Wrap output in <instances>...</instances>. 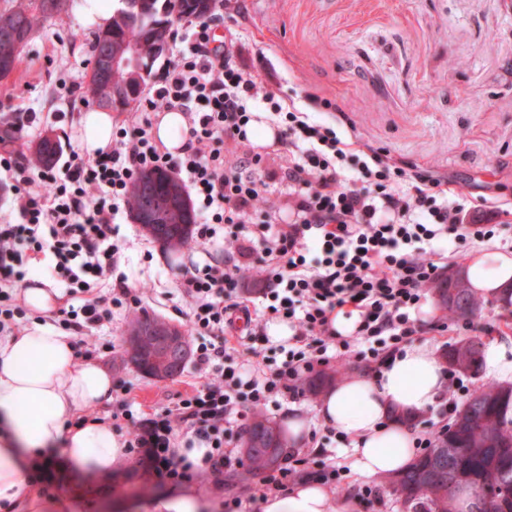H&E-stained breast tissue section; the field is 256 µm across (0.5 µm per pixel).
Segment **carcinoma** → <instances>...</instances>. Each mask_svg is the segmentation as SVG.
<instances>
[{
	"mask_svg": "<svg viewBox=\"0 0 512 512\" xmlns=\"http://www.w3.org/2000/svg\"><path fill=\"white\" fill-rule=\"evenodd\" d=\"M42 2L49 7L41 9L32 0L28 4L20 2L1 9L0 28L6 26L17 37L30 42L42 18L58 14L68 5V0ZM122 4L123 7L112 14V48L151 39L163 50L171 36V17L174 14L186 13L196 18L207 15L203 10L204 0H122ZM152 69L153 66H148L146 74L136 78L120 72L111 76L109 84L115 87L129 85L139 94ZM58 151V141L45 136L36 145L34 156L40 162H51ZM157 175L171 178L169 183L161 182L163 195H172L177 201L186 195L173 172L148 170L131 184L132 211L140 207L137 183ZM195 222L196 217L192 213L186 224H149L144 230L163 248L178 251L190 242ZM433 291L436 295L447 292L455 297V304L444 308L453 318L471 320L481 312L482 301L470 287L447 288L441 279ZM460 342L473 348L467 373L478 374L484 347L482 337L466 336ZM270 424L272 421L258 414L246 432L244 443L253 448V451L245 452L251 473L282 465V455L272 460L264 452L270 444L266 435ZM442 463L455 472L460 492L468 493V508H456L457 497L448 495V486L428 479L430 471ZM386 488L406 512H501L498 499L507 492L512 493V385H482L477 388L457 410L448 433L407 469L389 477Z\"/></svg>",
	"mask_w": 512,
	"mask_h": 512,
	"instance_id": "cac0c4a2",
	"label": "carcinoma"
}]
</instances>
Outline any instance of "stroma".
I'll list each match as a JSON object with an SVG mask.
<instances>
[{
	"label": "stroma",
	"mask_w": 512,
	"mask_h": 512,
	"mask_svg": "<svg viewBox=\"0 0 512 512\" xmlns=\"http://www.w3.org/2000/svg\"><path fill=\"white\" fill-rule=\"evenodd\" d=\"M82 0H70L66 13L41 20L22 51L12 83L22 95L0 94V120L37 112L36 126L24 129L25 153L45 135L61 146L75 143V117L87 110L85 86L96 28L82 26ZM220 36H234L244 65L278 85L286 104L335 125L348 142L369 145L393 163L411 165L446 180L463 197L470 214L512 210V0H243L242 12L224 9ZM121 271L139 282L158 280L145 311L180 323L175 311L176 280L188 263L187 251L173 252L126 219L120 226ZM485 302L470 327L448 319L443 330H423L417 341L444 349L469 330L492 337L511 336L512 322ZM131 317L115 316L100 330L98 360L112 371L111 425L127 435L130 422L119 404L134 400L144 412L168 404L198 380L193 366L173 379L143 376L121 361ZM318 396L273 398L265 415L282 422L300 409L309 428L303 451L317 446L335 451L352 491L366 482L351 445L338 443L317 417ZM143 466L126 460L118 484L77 476L56 466L38 471L54 495L79 497L69 512H130L131 486L147 485L137 512H147L163 486L145 480Z\"/></svg>",
	"instance_id": "obj_1"
}]
</instances>
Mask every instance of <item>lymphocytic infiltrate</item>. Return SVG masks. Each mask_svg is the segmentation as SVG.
<instances>
[{
    "label": "lymphocytic infiltrate",
    "instance_id": "obj_1",
    "mask_svg": "<svg viewBox=\"0 0 512 512\" xmlns=\"http://www.w3.org/2000/svg\"><path fill=\"white\" fill-rule=\"evenodd\" d=\"M215 18L172 37L173 60L150 96L112 129V147L95 158L70 152L40 164L15 146L36 113H18L0 128L1 199L12 214L0 224V335L25 329L18 288L29 254L50 252L47 273L65 304L55 321L80 357L97 353L95 326L115 310H140L141 295L119 273V221L131 211L129 188L146 170L176 173L197 212L190 253L224 259L191 263L177 284L196 336L194 366L202 380L187 395L132 416L128 453L145 459L159 483L181 486L242 466L226 436L276 396L297 395L304 375L352 359L369 373L404 353L420 329V303L461 242L492 239L489 224H465V205L447 181L416 169H393L374 150L341 142L335 127L284 104L277 88L238 62L234 44H215ZM266 105L274 141L288 149L283 172L260 174L261 153L248 130ZM182 112L178 153L158 143L151 116ZM366 187H353L354 176ZM278 179L285 192L267 191ZM262 285L261 305L243 293L244 274ZM111 280L109 298L96 285ZM355 326L342 334L344 310ZM286 323L281 363L271 362L268 325ZM203 449L190 458L193 449ZM312 477L346 490L342 466L314 456L290 457L268 470L259 490L287 491Z\"/></svg>",
    "mask_w": 512,
    "mask_h": 512
}]
</instances>
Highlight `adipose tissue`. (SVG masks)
Masks as SVG:
<instances>
[{
    "label": "adipose tissue",
    "mask_w": 512,
    "mask_h": 512,
    "mask_svg": "<svg viewBox=\"0 0 512 512\" xmlns=\"http://www.w3.org/2000/svg\"><path fill=\"white\" fill-rule=\"evenodd\" d=\"M110 110L82 112L76 130L87 155L112 146ZM475 294L497 297L512 281V258L497 252L475 255L468 267ZM26 306L38 319L18 336L0 337V502L12 512H64L66 497L45 499L30 473L62 454L76 471L102 476L125 461L126 449L111 424L82 420L84 410L112 400V373L92 359H79L70 336L46 317L57 307L53 291L24 288ZM448 395V374L426 344L407 347L379 373H357L326 391L318 405L322 422L346 434L359 470L366 475L403 471L414 460L415 434L390 417L398 409L416 416ZM210 493L184 485L153 502L154 512H206ZM263 512H353L350 501L333 499L316 482L267 497Z\"/></svg>",
    "instance_id": "adipose-tissue-1"
}]
</instances>
